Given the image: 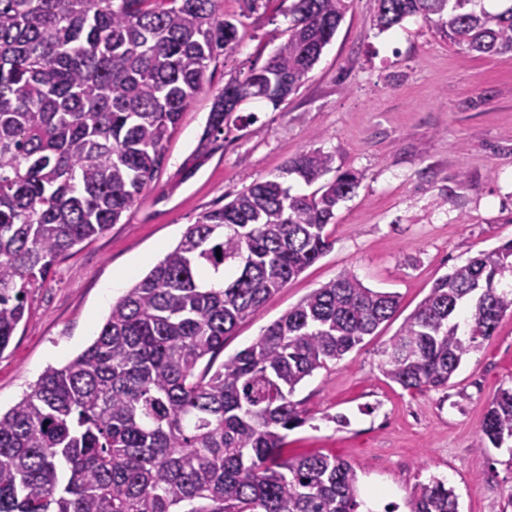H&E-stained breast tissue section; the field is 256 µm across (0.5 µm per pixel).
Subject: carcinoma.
<instances>
[{"label": "carcinoma", "instance_id": "carcinoma-1", "mask_svg": "<svg viewBox=\"0 0 512 512\" xmlns=\"http://www.w3.org/2000/svg\"><path fill=\"white\" fill-rule=\"evenodd\" d=\"M221 0H0V353L28 289L103 235L166 162L211 63L239 43ZM380 31L419 15L452 44L512 59V3L371 0ZM269 62L213 95L193 174L224 147V98L281 105L308 78L344 16L343 0H292ZM333 159L301 155L305 183ZM359 177L311 195L262 179L189 225L112 304L97 338L48 366L0 412V512H357L356 470L327 455L282 457L307 419L291 400L314 371L389 321L399 295L345 272L314 289L248 347L214 366L224 338L330 248L327 227ZM512 239L438 278L382 350L405 390L445 389L469 351L512 310ZM472 303L469 334L457 318ZM512 442V388L493 396L478 447ZM414 512H458L434 477Z\"/></svg>", "mask_w": 512, "mask_h": 512}]
</instances>
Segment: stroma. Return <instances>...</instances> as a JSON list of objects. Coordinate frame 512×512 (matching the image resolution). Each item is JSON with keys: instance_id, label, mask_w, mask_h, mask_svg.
Masks as SVG:
<instances>
[{"instance_id": "obj_1", "label": "stroma", "mask_w": 512, "mask_h": 512, "mask_svg": "<svg viewBox=\"0 0 512 512\" xmlns=\"http://www.w3.org/2000/svg\"><path fill=\"white\" fill-rule=\"evenodd\" d=\"M290 4L263 0L246 16L242 0H222L224 15L242 20L240 42L208 70L211 89L183 113L153 187L120 223L61 261L45 285L29 289L28 311L0 353V409L47 366L90 345L113 302L202 214L318 150L332 156L333 174L360 178L328 227L332 247L236 326L225 356L341 273L397 293L399 309L377 335L297 387L292 399L307 422L289 431L285 456L349 461L365 512H412L434 477L454 490L458 512H512V447L477 445L492 397L512 388V311L447 389L409 392L379 367L381 349L437 278L512 239V61L470 54L419 17L378 31L370 0H344L336 35L300 89L276 108L245 101L238 122L224 128L223 149L182 178L213 91L271 59L288 36ZM118 277L121 288H112Z\"/></svg>"}]
</instances>
